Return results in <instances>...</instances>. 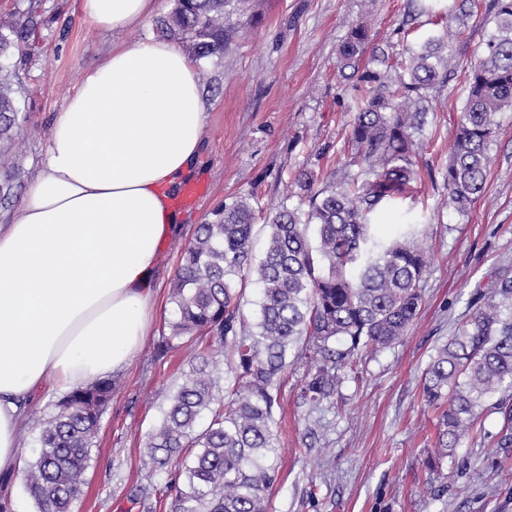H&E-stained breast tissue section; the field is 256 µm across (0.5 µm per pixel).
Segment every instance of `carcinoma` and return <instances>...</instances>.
Returning <instances> with one entry per match:
<instances>
[{
    "label": "carcinoma",
    "mask_w": 512,
    "mask_h": 512,
    "mask_svg": "<svg viewBox=\"0 0 512 512\" xmlns=\"http://www.w3.org/2000/svg\"><path fill=\"white\" fill-rule=\"evenodd\" d=\"M229 0H173L163 26L191 45L196 59L224 53ZM475 4L412 0L406 24L426 17L435 26L463 20ZM494 31L481 57L466 71V100L448 165V198L460 214L481 197L500 112H512V0H493ZM32 18L0 19V57L27 45ZM449 29L421 38L417 49L394 53L374 43L363 19L338 49L340 71L353 80L348 123L349 165L339 180L314 170L295 175L265 224H254L249 197L213 210L197 226L175 273L174 315L156 350L159 358L182 349L189 368L170 405L148 434L146 455L164 482L144 488L143 512L171 498V512H268L279 468L276 407L288 383V358L306 359L302 403L314 410L336 395L363 350L400 343L419 314L427 267L423 248L403 236L383 247L372 221L410 193L417 178V134L426 124L429 91L448 83L459 67ZM18 74L0 67V157L15 143ZM14 176L0 178V207L14 196ZM296 197L299 204L288 205ZM316 226V242L308 236ZM265 239L252 258L258 235ZM260 287L253 319L240 299L247 283ZM470 319L441 345L422 378V398L437 410L439 467L448 450L473 432L483 400L499 395L498 445L512 447V275L473 301ZM229 351L232 377L219 388L213 354ZM115 380L79 386L24 425L36 432L34 457L24 471V491L35 512H72L85 483L101 418Z\"/></svg>",
    "instance_id": "cac0c4a2"
}]
</instances>
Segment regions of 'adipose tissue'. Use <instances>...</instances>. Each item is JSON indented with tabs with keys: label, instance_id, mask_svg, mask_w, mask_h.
<instances>
[{
	"label": "adipose tissue",
	"instance_id": "obj_1",
	"mask_svg": "<svg viewBox=\"0 0 512 512\" xmlns=\"http://www.w3.org/2000/svg\"><path fill=\"white\" fill-rule=\"evenodd\" d=\"M124 32L155 0H82ZM193 61L165 40L113 44L56 112L46 160L0 225V473L20 471L24 415L49 392L123 370L149 334L170 199L203 146Z\"/></svg>",
	"mask_w": 512,
	"mask_h": 512
}]
</instances>
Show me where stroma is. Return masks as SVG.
Segmentation results:
<instances>
[{
    "label": "stroma",
    "mask_w": 512,
    "mask_h": 512,
    "mask_svg": "<svg viewBox=\"0 0 512 512\" xmlns=\"http://www.w3.org/2000/svg\"><path fill=\"white\" fill-rule=\"evenodd\" d=\"M479 2L481 11L452 41L458 60L467 64L476 61L493 30L484 11L490 0ZM171 7V0H158L151 17L115 37L86 21L80 0H0V15L37 20L23 53L0 60L20 78L18 142L5 166L18 168L22 183H30L42 165L53 116L84 72L102 61L113 41L162 39L161 23ZM407 11L408 0H246L227 14L224 54L198 73L208 117L191 176L208 190L196 207L182 210L177 235L160 246L151 334L115 375L74 512H139L134 495L160 481L145 454L146 437L188 361L179 352L159 360L155 351L170 317L171 283L197 224L246 193L253 207L275 208L301 169L341 172L350 116L340 102L350 83L339 72L336 50L365 13L375 42L415 45V35L394 33ZM464 86L459 74L431 92L414 201L383 214L375 228L382 244L408 233L425 248L419 314L401 343L362 352L357 372L348 375L329 408L313 411L301 402L305 367L299 360L289 366L275 412L280 480L269 512H512V448L497 445L502 418L493 399L483 403L473 438L443 458L438 471L425 465L437 426L421 399L422 374L436 347L470 317L477 293L490 291L502 269H512V112L497 116L480 199L465 215L448 205L441 171Z\"/></svg>",
    "instance_id": "obj_1"
}]
</instances>
